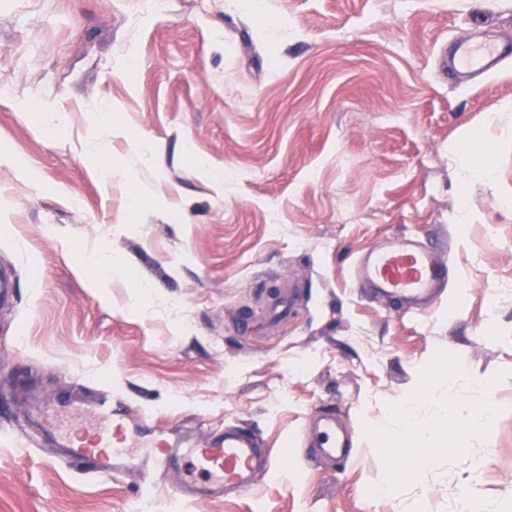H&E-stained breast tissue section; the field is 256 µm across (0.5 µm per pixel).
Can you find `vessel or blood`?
Instances as JSON below:
<instances>
[{"instance_id": "vessel-or-blood-1", "label": "vessel or blood", "mask_w": 512, "mask_h": 512, "mask_svg": "<svg viewBox=\"0 0 512 512\" xmlns=\"http://www.w3.org/2000/svg\"><path fill=\"white\" fill-rule=\"evenodd\" d=\"M511 58V45L491 38L468 40L458 45L451 66L465 78L474 73L495 72ZM447 249L444 243L432 247L405 237L388 240L356 261L353 274L377 294L413 310L437 287L443 275L441 257ZM88 408L96 419L89 433L62 435L58 443L71 461L101 475L136 468L153 478L186 461L190 464L191 482L180 492L203 502L247 492L273 466L258 438L235 427L213 434L202 448L175 443L161 431L148 446L132 450L127 446V430L137 412L130 404L113 401L111 395L105 394L93 399ZM320 435L328 454L347 458L346 444L336 432L335 416L325 418Z\"/></svg>"}]
</instances>
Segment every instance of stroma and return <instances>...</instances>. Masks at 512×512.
I'll list each match as a JSON object with an SVG mask.
<instances>
[{
	"instance_id": "obj_1",
	"label": "stroma",
	"mask_w": 512,
	"mask_h": 512,
	"mask_svg": "<svg viewBox=\"0 0 512 512\" xmlns=\"http://www.w3.org/2000/svg\"><path fill=\"white\" fill-rule=\"evenodd\" d=\"M512 43V0H0V512H512V61L466 81L460 40ZM455 240L431 306L354 283L381 240ZM97 258L100 268L87 265ZM505 378L491 432L385 495L363 433L437 350ZM108 391L151 427L253 432L247 494L142 495L45 432ZM335 413L351 455L312 442Z\"/></svg>"
}]
</instances>
